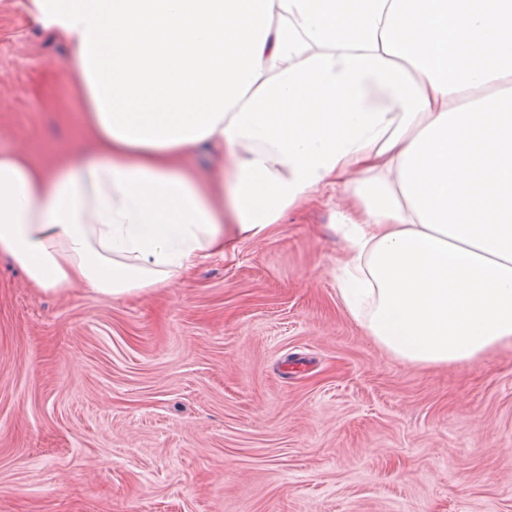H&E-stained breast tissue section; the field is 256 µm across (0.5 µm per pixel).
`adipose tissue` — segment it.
Here are the masks:
<instances>
[{"instance_id": "ef3b65f1", "label": "adipose tissue", "mask_w": 512, "mask_h": 512, "mask_svg": "<svg viewBox=\"0 0 512 512\" xmlns=\"http://www.w3.org/2000/svg\"><path fill=\"white\" fill-rule=\"evenodd\" d=\"M74 55L90 158L0 150L33 287L162 288L341 190V297L421 365L512 348V0H26ZM218 157L208 182L188 151Z\"/></svg>"}]
</instances>
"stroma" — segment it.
Instances as JSON below:
<instances>
[{"mask_svg": "<svg viewBox=\"0 0 512 512\" xmlns=\"http://www.w3.org/2000/svg\"><path fill=\"white\" fill-rule=\"evenodd\" d=\"M72 49L0 0V144L83 143ZM318 191L189 279L111 299L0 255V512H512V349L424 367L340 295Z\"/></svg>", "mask_w": 512, "mask_h": 512, "instance_id": "obj_1", "label": "stroma"}]
</instances>
